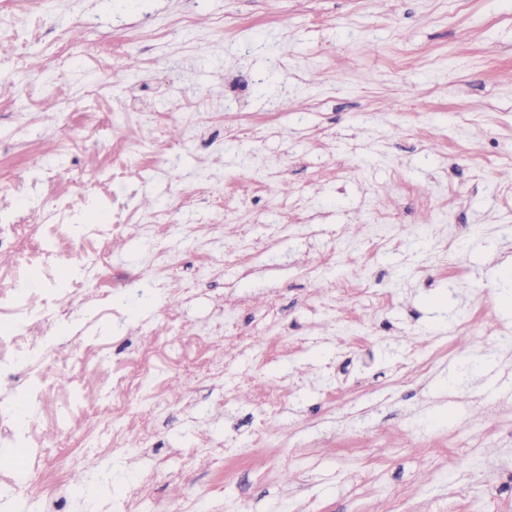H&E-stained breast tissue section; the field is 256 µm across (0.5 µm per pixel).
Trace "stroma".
Segmentation results:
<instances>
[{
  "label": "stroma",
  "mask_w": 512,
  "mask_h": 512,
  "mask_svg": "<svg viewBox=\"0 0 512 512\" xmlns=\"http://www.w3.org/2000/svg\"><path fill=\"white\" fill-rule=\"evenodd\" d=\"M185 13L192 28L166 41L126 39ZM75 26L71 63L49 67ZM1 30L0 210L25 224L47 197L81 214L116 192L182 209L136 235L50 227L90 272L34 249L75 299L47 331L68 383L45 370L32 447L8 448L0 485L36 474L51 512L71 497L61 461L109 418L151 434L152 457L118 469L98 449L69 512H113L143 482V512H512V0H20ZM185 97L221 118L202 142L159 138L171 169L143 186L112 115L172 128ZM184 224L210 232L165 273L178 294L118 321L150 243ZM213 251L223 267L196 278ZM257 336L272 348L259 365ZM142 385L158 408L123 412ZM114 114H121L125 120H113L112 122L113 137L117 140L125 139L126 130L131 127L128 122L134 123L137 129L142 126H150L155 130H160L163 126L162 115L155 112H116Z\"/></svg>",
  "instance_id": "stroma-1"
}]
</instances>
